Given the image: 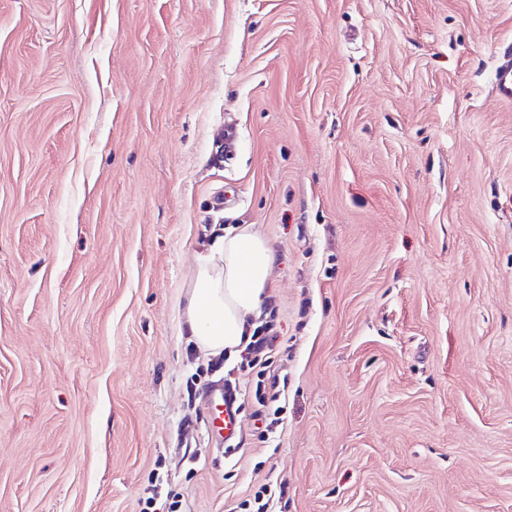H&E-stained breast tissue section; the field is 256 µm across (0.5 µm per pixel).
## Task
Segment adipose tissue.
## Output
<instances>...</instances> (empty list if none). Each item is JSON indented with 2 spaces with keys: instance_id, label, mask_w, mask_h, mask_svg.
<instances>
[{
  "instance_id": "adipose-tissue-1",
  "label": "adipose tissue",
  "mask_w": 512,
  "mask_h": 512,
  "mask_svg": "<svg viewBox=\"0 0 512 512\" xmlns=\"http://www.w3.org/2000/svg\"><path fill=\"white\" fill-rule=\"evenodd\" d=\"M275 253L248 224L226 228L199 260L185 307L198 347L235 357L251 335L272 288Z\"/></svg>"
}]
</instances>
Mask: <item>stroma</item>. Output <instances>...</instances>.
Masks as SVG:
<instances>
[{
    "mask_svg": "<svg viewBox=\"0 0 512 512\" xmlns=\"http://www.w3.org/2000/svg\"><path fill=\"white\" fill-rule=\"evenodd\" d=\"M508 45L512 0H0V512H512ZM225 223L276 253L265 439L184 327ZM495 81L499 96L506 100H512V50L504 52L495 71ZM203 399L207 428L214 442L221 448L235 443L240 437L236 393L224 389L221 381L213 382L205 389Z\"/></svg>",
    "mask_w": 512,
    "mask_h": 512,
    "instance_id": "1",
    "label": "stroma"
}]
</instances>
